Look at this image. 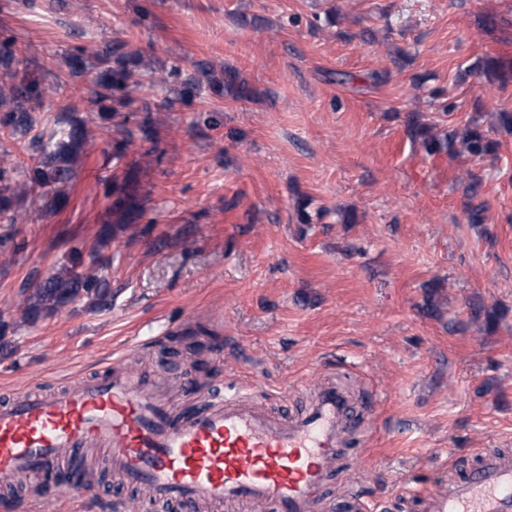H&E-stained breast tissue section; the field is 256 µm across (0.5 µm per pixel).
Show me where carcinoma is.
Segmentation results:
<instances>
[{"label": "carcinoma", "mask_w": 512, "mask_h": 512, "mask_svg": "<svg viewBox=\"0 0 512 512\" xmlns=\"http://www.w3.org/2000/svg\"><path fill=\"white\" fill-rule=\"evenodd\" d=\"M14 40L0 41V68H12L15 51ZM127 43L116 40L109 44L98 56L104 65L100 78L91 89L90 102L101 109L99 116L110 118L121 111L128 103V88L135 75L128 67L133 61L126 51ZM66 69L54 76V81L44 83L21 79L17 83L0 84V129L14 134L25 133L33 124L28 104L42 103L46 98L57 94L59 87L71 77L83 71L82 58L73 54L65 62ZM436 125L415 115L409 124V133L420 140L426 152L438 154H467L481 158L495 153L497 143L493 141L479 120H472L461 132L450 131L440 137L433 133ZM87 136V121L84 119H64L58 138L51 147L43 150L42 158L26 170L27 180L22 186L15 185L16 169L7 157L0 158V214L9 213L8 223L15 224L22 219L18 212H10L12 201L21 193L39 192L49 198V203L57 207L65 199L60 185L72 175V164L82 151ZM82 265L80 254L72 256L71 263L62 266L44 282L38 284L22 300L23 319L34 322L41 316L57 310L69 303L84 298L92 300V305H106L110 301L109 289L103 287L96 270L91 268L83 274L76 272Z\"/></svg>", "instance_id": "carcinoma-1"}]
</instances>
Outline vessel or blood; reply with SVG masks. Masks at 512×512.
Returning a JSON list of instances; mask_svg holds the SVG:
<instances>
[{
    "label": "vessel or blood",
    "mask_w": 512,
    "mask_h": 512,
    "mask_svg": "<svg viewBox=\"0 0 512 512\" xmlns=\"http://www.w3.org/2000/svg\"><path fill=\"white\" fill-rule=\"evenodd\" d=\"M345 391L328 382L295 417L264 411L241 389L198 407L170 404L165 381L113 366L0 403V488L39 479L88 448L108 449L121 482L149 507L198 512H323L346 438L362 433ZM423 512H512V454L481 449L462 478L423 498Z\"/></svg>",
    "instance_id": "vessel-or-blood-1"
}]
</instances>
